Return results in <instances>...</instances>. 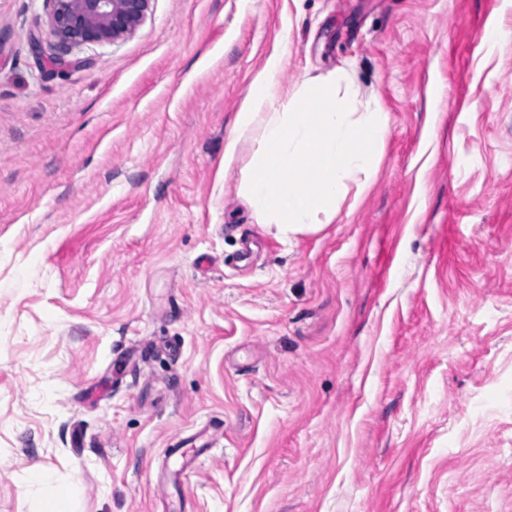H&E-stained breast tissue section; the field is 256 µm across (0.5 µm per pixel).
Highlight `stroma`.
Wrapping results in <instances>:
<instances>
[{"label": "stroma", "mask_w": 512, "mask_h": 512, "mask_svg": "<svg viewBox=\"0 0 512 512\" xmlns=\"http://www.w3.org/2000/svg\"><path fill=\"white\" fill-rule=\"evenodd\" d=\"M45 28L0 0V512L40 470L72 512H512V0H151L63 72ZM283 45L389 117L285 237L224 169Z\"/></svg>", "instance_id": "obj_1"}]
</instances>
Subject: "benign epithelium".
Returning a JSON list of instances; mask_svg holds the SVG:
<instances>
[{
	"instance_id": "obj_1",
	"label": "benign epithelium",
	"mask_w": 512,
	"mask_h": 512,
	"mask_svg": "<svg viewBox=\"0 0 512 512\" xmlns=\"http://www.w3.org/2000/svg\"><path fill=\"white\" fill-rule=\"evenodd\" d=\"M46 29L31 37L34 52L55 67L71 64L66 56L87 43L108 44L132 34L151 0H43Z\"/></svg>"
}]
</instances>
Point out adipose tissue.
Listing matches in <instances>:
<instances>
[{
  "label": "adipose tissue",
  "mask_w": 512,
  "mask_h": 512,
  "mask_svg": "<svg viewBox=\"0 0 512 512\" xmlns=\"http://www.w3.org/2000/svg\"><path fill=\"white\" fill-rule=\"evenodd\" d=\"M286 62L283 52L267 58L224 144L225 166L248 158L238 193L256 223L283 236L331 223L350 187L366 189L389 132L378 106L356 108L348 69L290 93L277 80Z\"/></svg>",
  "instance_id": "obj_1"
}]
</instances>
